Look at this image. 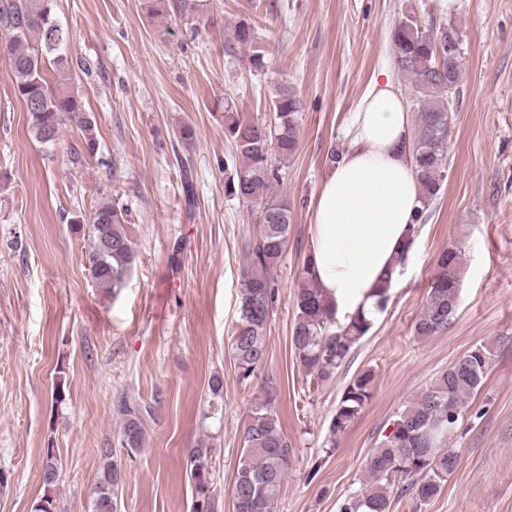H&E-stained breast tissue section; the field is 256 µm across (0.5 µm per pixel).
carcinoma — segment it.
Returning a JSON list of instances; mask_svg holds the SVG:
<instances>
[{"mask_svg":"<svg viewBox=\"0 0 512 512\" xmlns=\"http://www.w3.org/2000/svg\"><path fill=\"white\" fill-rule=\"evenodd\" d=\"M54 6V0H8L0 5V28L9 35L7 50L15 93L24 103H39L28 114L30 133L40 145L55 146L62 125L69 121L80 127L91 153L96 149L93 118L73 89L48 84L47 70H53L62 83L68 80L71 69L65 51L69 34L53 18ZM203 7L202 0H148L146 14L151 19L165 13L190 18ZM259 36L254 25L242 20L234 25L227 44L231 49H245L256 44ZM447 39L445 25L423 28L410 16L396 23L391 34L393 55L412 87V111L416 114L412 153L422 188V208L400 257L402 263L412 252L421 226L431 218V204L448 170L452 120L448 107L456 97L461 62L458 52L438 57V43ZM301 108L300 99L281 88L273 99V121L262 124L241 120L234 115L231 103L224 102V135L232 144L235 166L226 190L255 211L258 223L256 238L246 254L239 321L230 344L234 368L242 382L259 378L264 367L267 327L280 297L273 273L288 246L293 212L288 200L276 195V187L284 179L282 163L298 146ZM74 223L89 227L84 268L90 279L105 292L117 293L125 286L135 257L122 210L103 194L89 218L77 216ZM462 265V247L457 244L438 255L431 288L413 326L417 338L436 336L454 321ZM294 305L291 349L309 384L319 388L335 377L370 331L373 320L357 315L339 317L336 307L309 278L306 263L302 264ZM490 355L485 346L474 347L410 405L396 412L389 431L382 434L366 460L364 481L342 500L338 512H391L394 491H404L400 481L405 479L411 480L408 489L421 505L438 495L458 465V454L450 444L463 424L467 399L484 385ZM374 377V371L366 369L349 383L330 420L331 437L343 434L358 418L372 397ZM115 412L121 417V427L116 443L101 449L103 465L91 512H119L121 470L114 456L119 448L130 457L143 447V417L149 408L125 394L117 399ZM212 448V436L205 434L187 450V477L195 489L191 512H218V501L210 493L208 459ZM44 454L42 481L50 490L58 479V460L50 446ZM293 455L278 412L276 386L267 379L242 430L240 463L247 465L248 471L230 480L234 512H241V506L250 512H276Z\"/></svg>","mask_w":512,"mask_h":512,"instance_id":"obj_1","label":"carcinoma"}]
</instances>
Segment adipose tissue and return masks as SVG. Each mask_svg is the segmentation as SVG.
I'll return each mask as SVG.
<instances>
[{
  "label": "adipose tissue",
  "mask_w": 512,
  "mask_h": 512,
  "mask_svg": "<svg viewBox=\"0 0 512 512\" xmlns=\"http://www.w3.org/2000/svg\"><path fill=\"white\" fill-rule=\"evenodd\" d=\"M345 135L313 203L308 269L339 315L352 316L374 313L379 289L396 282L420 206L414 126L389 72L372 80Z\"/></svg>",
  "instance_id": "ef3b65f1"
}]
</instances>
